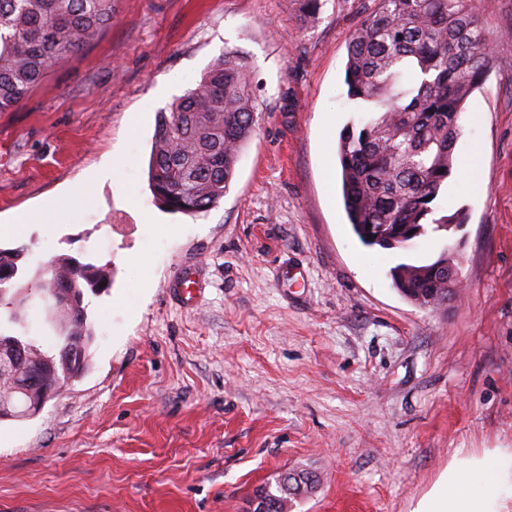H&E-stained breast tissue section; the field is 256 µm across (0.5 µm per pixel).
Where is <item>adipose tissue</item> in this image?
Here are the masks:
<instances>
[{"label": "adipose tissue", "mask_w": 512, "mask_h": 512, "mask_svg": "<svg viewBox=\"0 0 512 512\" xmlns=\"http://www.w3.org/2000/svg\"><path fill=\"white\" fill-rule=\"evenodd\" d=\"M414 512H512V448L456 452Z\"/></svg>", "instance_id": "obj_1"}]
</instances>
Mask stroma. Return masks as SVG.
<instances>
[{"label":"stroma","instance_id":"35a3bbf8","mask_svg":"<svg viewBox=\"0 0 512 512\" xmlns=\"http://www.w3.org/2000/svg\"><path fill=\"white\" fill-rule=\"evenodd\" d=\"M304 2L115 0L93 43L0 112V247L32 246L16 284L62 255L110 271L84 295L85 373L0 422V512H247L292 470L319 478L293 512H413L456 449L512 448V0L477 4L493 61L462 115L468 171L436 201L466 222L395 249L352 232L338 161L371 0H319L312 25ZM227 50L255 74L254 135L219 204L168 212L148 181L157 115ZM453 245L447 306L395 290L392 267ZM184 268L202 283L190 306Z\"/></svg>","mask_w":512,"mask_h":512}]
</instances>
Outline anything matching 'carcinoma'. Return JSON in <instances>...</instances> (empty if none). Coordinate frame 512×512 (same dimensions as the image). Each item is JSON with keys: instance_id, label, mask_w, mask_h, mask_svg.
I'll return each instance as SVG.
<instances>
[{"instance_id": "carcinoma-1", "label": "carcinoma", "mask_w": 512, "mask_h": 512, "mask_svg": "<svg viewBox=\"0 0 512 512\" xmlns=\"http://www.w3.org/2000/svg\"><path fill=\"white\" fill-rule=\"evenodd\" d=\"M114 0H0V112L21 104L33 87L112 22ZM476 0H373L353 32L344 82L348 98L372 117L346 128L338 147L344 205L354 233L369 247L403 248L441 225L462 224L463 211L435 217V201L454 173L461 114L492 61ZM257 107L253 71L236 50L224 52L193 88L159 113L149 160V187L173 213L204 212L224 198L242 149L253 136ZM32 251L0 248V284L16 277ZM442 258L392 268L395 288L418 305L444 289ZM107 284L102 270L72 257L52 262L35 291L54 298L47 321L59 338L54 354L21 334L0 332V359L23 350L40 371L39 391L55 392L80 377L90 337L84 290ZM0 287L3 327L24 322L16 297ZM77 346L80 357L65 361Z\"/></svg>"}]
</instances>
